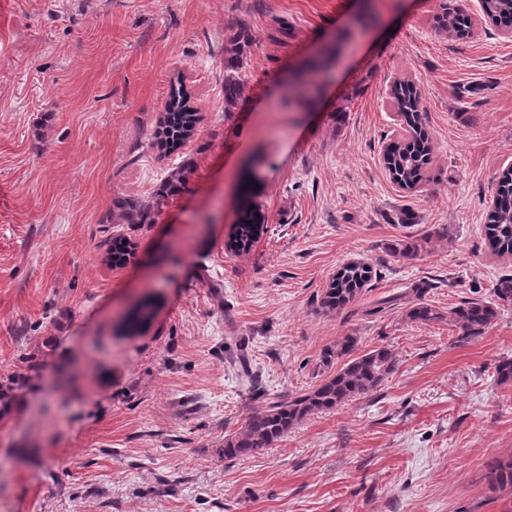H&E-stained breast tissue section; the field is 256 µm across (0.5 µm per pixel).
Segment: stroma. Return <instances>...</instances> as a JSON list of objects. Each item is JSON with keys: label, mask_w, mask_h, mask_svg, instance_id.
Segmentation results:
<instances>
[{"label": "stroma", "mask_w": 512, "mask_h": 512, "mask_svg": "<svg viewBox=\"0 0 512 512\" xmlns=\"http://www.w3.org/2000/svg\"><path fill=\"white\" fill-rule=\"evenodd\" d=\"M372 13H365V2ZM441 0H12L0 22V512H512L487 474L512 456V302L466 340L381 298L425 288L440 313L493 300L512 255L486 212L512 166V38L478 19L436 29ZM256 43L244 98L224 109V45ZM336 52L310 104L290 80ZM421 88L433 141L405 190L382 155L402 130L395 81ZM200 120L163 153L172 85ZM189 170L153 223H119ZM267 217L244 251L241 177ZM135 245L113 265V238ZM417 244L409 258L390 245ZM359 261L372 280L347 306L319 301ZM145 297L155 313L123 331ZM385 346L396 367L367 395L316 412L260 455L226 436L329 374L323 351Z\"/></svg>", "instance_id": "35a3bbf8"}]
</instances>
